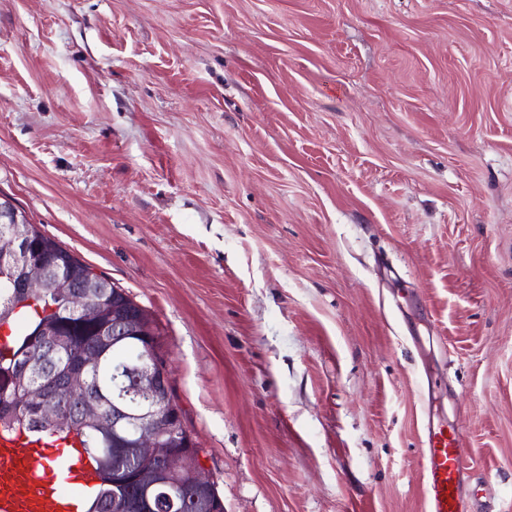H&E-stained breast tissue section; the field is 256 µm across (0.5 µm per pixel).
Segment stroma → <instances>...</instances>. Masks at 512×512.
<instances>
[{
    "instance_id": "35a3bbf8",
    "label": "stroma",
    "mask_w": 512,
    "mask_h": 512,
    "mask_svg": "<svg viewBox=\"0 0 512 512\" xmlns=\"http://www.w3.org/2000/svg\"><path fill=\"white\" fill-rule=\"evenodd\" d=\"M0 197L150 314L224 512H512V0H0ZM427 512H461L463 460L467 448L460 437L450 436L443 427L424 426Z\"/></svg>"
}]
</instances>
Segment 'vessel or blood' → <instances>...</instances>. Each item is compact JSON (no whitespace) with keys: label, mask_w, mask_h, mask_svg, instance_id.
Returning <instances> with one entry per match:
<instances>
[{"label":"vessel or blood","mask_w":512,"mask_h":512,"mask_svg":"<svg viewBox=\"0 0 512 512\" xmlns=\"http://www.w3.org/2000/svg\"><path fill=\"white\" fill-rule=\"evenodd\" d=\"M426 512H461L467 450L445 428L424 427ZM94 465L76 454L51 458L45 443L0 433V512H82Z\"/></svg>","instance_id":"1"}]
</instances>
